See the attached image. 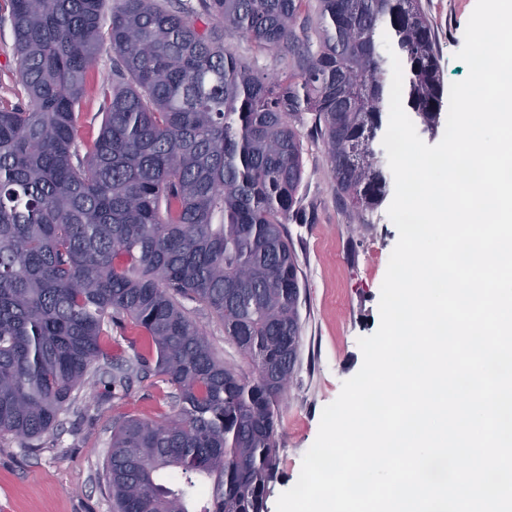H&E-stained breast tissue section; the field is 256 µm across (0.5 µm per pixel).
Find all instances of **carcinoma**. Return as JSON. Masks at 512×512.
<instances>
[{"mask_svg": "<svg viewBox=\"0 0 512 512\" xmlns=\"http://www.w3.org/2000/svg\"><path fill=\"white\" fill-rule=\"evenodd\" d=\"M5 0L22 99H0V438L39 448L63 414L102 415L151 372L168 420L112 431L103 476L114 512H264L277 480L279 404L298 359L299 216L311 116L336 191L358 216L386 199L382 141L392 65L417 133L435 135L444 84L421 0H318L315 36L292 22L310 0ZM296 56L283 78L224 47V28ZM109 43L112 78L94 62ZM103 100L78 144L81 107ZM208 308L254 363L219 359L181 300ZM142 349L106 352L112 329ZM96 382L105 395L73 392ZM175 469L182 482L157 473Z\"/></svg>", "mask_w": 512, "mask_h": 512, "instance_id": "1", "label": "carcinoma"}]
</instances>
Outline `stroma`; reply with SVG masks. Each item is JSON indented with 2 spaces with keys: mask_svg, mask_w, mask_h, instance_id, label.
I'll use <instances>...</instances> for the list:
<instances>
[{
  "mask_svg": "<svg viewBox=\"0 0 512 512\" xmlns=\"http://www.w3.org/2000/svg\"><path fill=\"white\" fill-rule=\"evenodd\" d=\"M476 0H422L438 36L445 84L463 80L468 68L456 54ZM13 30L0 9V98L17 101L20 88L13 69ZM224 44L250 66L269 76L289 73V54L265 50L226 30ZM303 144V180L299 190L302 221L285 226L295 251L301 282L300 350L294 376L281 402L276 439L279 475L266 498V512H276L279 495L297 481L302 459L315 441L324 407L343 382L363 363L359 338L379 327L380 289L398 231L387 206L357 217L336 192L326 147L297 124ZM189 315L202 324L216 355L243 374L252 363L224 334L208 309L184 300ZM162 376L153 375L133 392L107 403L99 418L65 414L44 448L31 451L14 440H0V512H112V496L103 467L112 431L123 420H158L171 413Z\"/></svg>",
  "mask_w": 512,
  "mask_h": 512,
  "instance_id": "35a3bbf8",
  "label": "stroma"
}]
</instances>
